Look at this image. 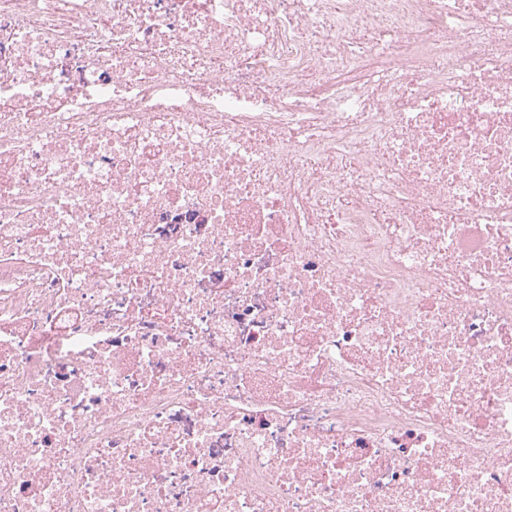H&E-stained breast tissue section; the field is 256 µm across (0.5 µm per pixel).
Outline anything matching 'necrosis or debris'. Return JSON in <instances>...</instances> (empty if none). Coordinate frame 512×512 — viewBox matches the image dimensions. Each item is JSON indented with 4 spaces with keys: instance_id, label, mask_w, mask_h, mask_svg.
Wrapping results in <instances>:
<instances>
[{
    "instance_id": "obj_1",
    "label": "necrosis or debris",
    "mask_w": 512,
    "mask_h": 512,
    "mask_svg": "<svg viewBox=\"0 0 512 512\" xmlns=\"http://www.w3.org/2000/svg\"><path fill=\"white\" fill-rule=\"evenodd\" d=\"M0 512H512V0H0Z\"/></svg>"
}]
</instances>
